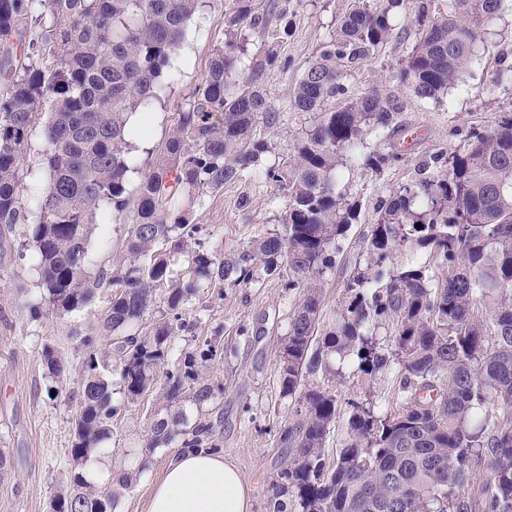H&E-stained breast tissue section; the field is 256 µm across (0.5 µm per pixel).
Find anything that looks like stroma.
I'll list each match as a JSON object with an SVG mask.
<instances>
[{"mask_svg": "<svg viewBox=\"0 0 512 512\" xmlns=\"http://www.w3.org/2000/svg\"><path fill=\"white\" fill-rule=\"evenodd\" d=\"M229 0H200L188 24L187 36L178 48L173 66L163 79L162 100L151 110L150 136L137 142L140 150L161 151L193 89L206 77L211 54L224 39V13ZM350 0H290L288 34L277 51L279 68L265 78L264 93L278 113L273 127L258 126L267 141L264 165L283 161L296 139L311 121L295 111L291 90L321 43L332 35L336 21ZM412 37L398 33L384 52L364 59L350 69L347 83L354 95L379 88L398 96L404 110L401 131L391 140L367 139L365 151L399 153L397 161L372 172L342 169L338 188L355 201L359 216L336 255V264L325 277L323 318L336 319L344 286L360 259L361 241L384 203L399 186L415 179L421 163L440 151L462 148L470 132L490 129L498 115L512 111V10L504 9L488 27L473 56L459 76L457 88L447 98L423 101L396 78L397 62L410 48ZM45 114H38L23 156L31 173L22 184L20 206L31 214L45 174L38 163L44 149ZM276 189L256 174L222 189L205 193L192 213L208 241L232 250L250 238L273 231L282 217L274 201ZM125 224L99 225L91 242L92 264L111 267L122 250ZM26 223L13 225L11 246L0 250V451L7 465L0 471V512H50L52 497L68 483L72 420L77 411L70 399L81 381L84 352L76 345L80 336L95 337L105 348L99 320L106 306V292L82 310L62 316L44 311L31 313L29 304L40 289L32 249L26 248ZM300 299L299 292L285 288L283 280L260 277L248 288L225 286L223 293L202 289L192 307L202 322L179 340L177 347L191 351L208 338L220 339L222 358L199 372L201 382L217 389L215 410L208 418L213 440L251 488V512H270L271 484L284 454L279 435L290 415L289 401L281 394L278 350L288 332V316ZM53 347L68 365L65 389L58 397L48 394L42 349ZM400 374L391 370L370 381L353 373L330 381L340 403L380 401L392 409ZM165 400L157 393L125 405L112 425V438L97 461L112 472L132 473L130 485L116 487V512H146L154 481L180 449V444L150 450L144 439L156 419L166 417Z\"/></svg>", "mask_w": 512, "mask_h": 512, "instance_id": "stroma-1", "label": "stroma"}]
</instances>
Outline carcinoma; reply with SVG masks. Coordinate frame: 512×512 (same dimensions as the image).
Returning a JSON list of instances; mask_svg holds the SVG:
<instances>
[{
  "label": "carcinoma",
  "mask_w": 512,
  "mask_h": 512,
  "mask_svg": "<svg viewBox=\"0 0 512 512\" xmlns=\"http://www.w3.org/2000/svg\"><path fill=\"white\" fill-rule=\"evenodd\" d=\"M351 2L291 93L292 106L314 121L282 163L262 170L284 205L280 228L226 254L202 241L191 213L205 191L240 180L269 150L255 130L278 120L262 80L279 64L286 5L231 0L208 74L164 149L147 154L133 199L130 139L147 137L149 127L129 125V115L159 98L198 0H0V224L19 219L21 160L36 114L48 107V180L26 234L40 287L30 311L74 312L96 290L110 291L101 314L106 349L82 338L73 468L52 512H115V495L82 467L104 452L125 404L159 383L170 414L153 423L144 447L213 446L211 422L188 423L183 403L202 408L214 398L198 377L219 342L177 356L176 343L200 322L187 317L202 284L246 287L261 274L302 294L279 349L281 391L294 405L280 433L274 512H285L290 495L301 512H469L481 448L490 453V478L477 489L484 512H512V112L463 151L422 163L399 188L363 237L364 265L344 287L339 316L322 322L323 276L354 219L337 191L340 168L377 171L397 159L361 148L369 137H393L403 111L399 97L376 88L353 96L347 70L392 42L402 12L414 41L397 78L417 98L435 99L507 0ZM256 30L267 40L249 56ZM131 205L123 261L91 272L97 219H121ZM158 284L167 285L162 318L144 335L130 333L156 304ZM380 328L388 338H378ZM42 357L62 383L64 359L49 346ZM345 366L371 380L398 367L403 408L351 403L348 439L329 467L324 448L341 406L314 379Z\"/></svg>",
  "instance_id": "obj_1"
}]
</instances>
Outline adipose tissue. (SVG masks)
Listing matches in <instances>:
<instances>
[{
	"label": "adipose tissue",
	"instance_id": "ef3b65f1",
	"mask_svg": "<svg viewBox=\"0 0 512 512\" xmlns=\"http://www.w3.org/2000/svg\"><path fill=\"white\" fill-rule=\"evenodd\" d=\"M251 495L222 454L187 448L157 479L147 512H250Z\"/></svg>",
	"mask_w": 512,
	"mask_h": 512
}]
</instances>
